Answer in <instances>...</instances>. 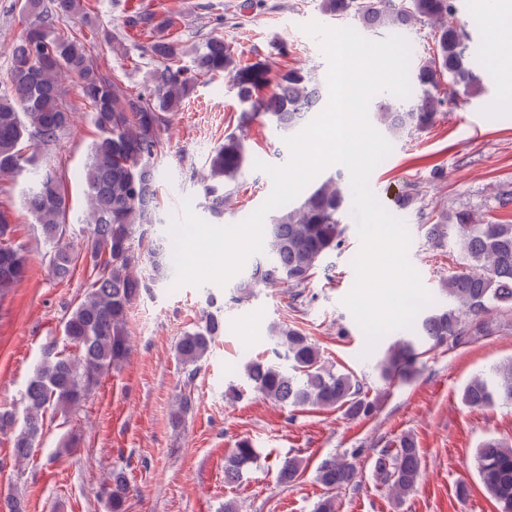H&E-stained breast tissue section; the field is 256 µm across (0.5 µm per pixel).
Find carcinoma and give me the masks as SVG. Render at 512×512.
Segmentation results:
<instances>
[{
  "mask_svg": "<svg viewBox=\"0 0 512 512\" xmlns=\"http://www.w3.org/2000/svg\"><path fill=\"white\" fill-rule=\"evenodd\" d=\"M321 11L332 19H351L372 34L403 32L417 23L432 26V52L420 58L412 72L414 94L405 100L381 99L374 104L373 124L390 141L419 134L457 106L459 98L482 89L469 66L466 24L437 25L458 12L457 0H321ZM21 32L11 51V67L0 88V178L13 180L32 172L25 206L50 245L49 263L64 277L80 259L89 261L92 280L88 293L66 318L65 340L75 352L48 346L24 395V416L15 429L11 414H0V433L14 432L17 457L33 452L44 429L47 412L69 420L102 377L120 366L129 352L127 315L133 301L151 283L135 278L131 266L144 258L160 273L167 266L171 245L152 230L158 200V160L164 154L161 133L168 115L179 110L199 77L225 73L246 108L240 126L254 121L286 136L320 111L323 88L316 74L289 68L271 78L266 60L240 64L224 40L210 37L191 48L176 41L155 39L148 46L154 60L144 90L127 92L122 81L103 72L87 47L82 29L98 41L112 42V29L87 11L85 0H20ZM189 61H184V58ZM77 80L76 93L90 108L98 131L90 147L85 174L87 224L91 241L76 250L65 241L68 199L57 175L37 165L38 154L55 146L70 126L73 108L69 88L61 77ZM274 85L266 94L264 89ZM251 156L244 136L232 131L224 145L208 157L209 173L202 185L205 208L221 218L231 206L226 186L236 181ZM338 172L288 204L268 224L263 252L257 254L233 287L229 301L242 305L261 287L297 288L308 283L325 257L339 248L345 229L346 197ZM427 237L443 246L456 239L466 260L464 269L448 276L442 291L447 303L413 322L409 337L391 344L377 365L387 384L412 380L422 366L423 346L454 349L488 328L484 314L492 308L512 310V224L477 223L468 210H441L426 225ZM26 272V257L15 244L11 228L0 216V294ZM202 325L186 332L177 345L184 370L179 397L181 419L191 402L199 363L213 337L224 329L218 312L224 298L209 296ZM275 357L292 362L293 373L265 359L251 360L245 373L253 391L283 407H343L352 415L374 412L363 384L352 374L334 373L321 360L318 348L299 330L273 329ZM474 407L495 403L512 406V362L490 376L471 380L462 392ZM257 459L252 441L242 439L224 461V483L240 482ZM478 476L496 500L499 512H512V446L495 440L476 452ZM421 457L414 440L402 437L384 449L375 465L376 480L399 496L414 490ZM354 465L334 457L317 467L324 495L315 512H336V489L349 485ZM107 512H126L129 484L124 471L112 475L104 491Z\"/></svg>",
  "mask_w": 512,
  "mask_h": 512,
  "instance_id": "1",
  "label": "carcinoma"
}]
</instances>
